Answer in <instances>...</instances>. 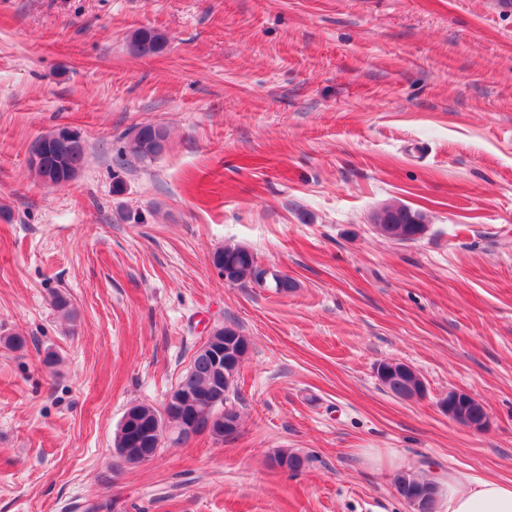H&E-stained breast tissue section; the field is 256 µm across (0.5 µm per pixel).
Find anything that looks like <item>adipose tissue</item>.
<instances>
[{
	"label": "adipose tissue",
	"instance_id": "obj_1",
	"mask_svg": "<svg viewBox=\"0 0 512 512\" xmlns=\"http://www.w3.org/2000/svg\"><path fill=\"white\" fill-rule=\"evenodd\" d=\"M448 512H512V483L449 475Z\"/></svg>",
	"mask_w": 512,
	"mask_h": 512
}]
</instances>
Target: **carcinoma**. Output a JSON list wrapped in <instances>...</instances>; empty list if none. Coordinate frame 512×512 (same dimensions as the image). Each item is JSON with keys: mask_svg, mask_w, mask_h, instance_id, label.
<instances>
[{"mask_svg": "<svg viewBox=\"0 0 512 512\" xmlns=\"http://www.w3.org/2000/svg\"><path fill=\"white\" fill-rule=\"evenodd\" d=\"M167 43L166 35L158 30L142 28L136 30L130 40L134 51L140 55L161 51ZM168 141L167 130L159 125L147 124L137 128L127 141L125 154L141 161L150 160L161 154V143ZM36 144L42 145L40 163L34 167L36 176L44 183L62 186L73 180L81 169L86 155V143L81 136L57 138L55 132L41 136ZM427 228L425 213L405 207L393 216V223L385 225L387 239L412 241L419 231ZM214 264L228 272L233 284H252L262 275L261 263L252 250L240 245H226L212 255ZM224 336L229 338L239 360H244L250 349L248 338L232 326H224ZM378 380L382 387L400 399H411L422 395V382L418 373L401 362H381ZM217 368L214 360L206 355H194L191 364L181 380V385L195 392L206 391L216 380ZM278 467H287L292 473L300 471L307 463V457L294 452H280L273 458ZM434 482L424 480L413 472H401L395 478L396 491L407 499L414 495L419 498V512H436L437 497L427 496L424 491Z\"/></svg>", "mask_w": 512, "mask_h": 512, "instance_id": "carcinoma-1", "label": "carcinoma"}]
</instances>
